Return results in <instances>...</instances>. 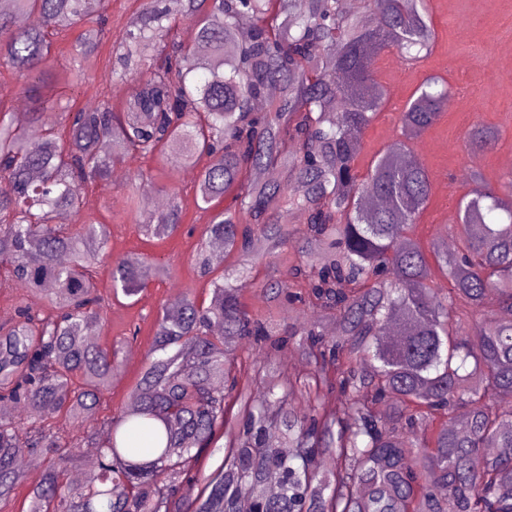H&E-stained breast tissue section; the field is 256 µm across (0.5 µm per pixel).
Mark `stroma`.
I'll return each mask as SVG.
<instances>
[{
	"mask_svg": "<svg viewBox=\"0 0 512 512\" xmlns=\"http://www.w3.org/2000/svg\"><path fill=\"white\" fill-rule=\"evenodd\" d=\"M136 5L134 0H112L109 9L110 34L105 38L91 70V80L73 88L77 106L94 105L100 92H111L114 100L125 97L127 87L112 81L110 60L115 36L126 25ZM435 44L430 55L417 61L403 59L398 52L379 55L372 64L375 77L386 89V99L368 126L357 159L359 173H367L373 156L398 136L399 115L416 87L425 79L437 77L452 89L451 105L443 110L436 124L414 141L417 153L433 181V192L412 233L428 240L438 232L451 240V208L472 188L466 177L468 157L464 133L476 122L499 127L502 138L477 160L479 171L492 185L512 180V167L504 165L512 156V0H429ZM128 176L141 171L156 174L157 198L176 195L183 220L176 232L157 240L145 235L140 216L150 212L146 195L137 199L138 212L130 214L126 206L129 183L126 180L98 182L89 189L98 218L111 230V253L135 251L164 265L165 277L153 280L149 287L131 299L112 300L97 337L99 343L121 344L122 362L112 381L98 419L110 421L132 397L131 391L152 347L158 317L170 306L174 295L207 296L206 285L194 266L193 256L207 221L196 204V176L181 167L160 169L158 164L138 154L127 155L122 164ZM288 277L287 262L276 267L256 265L250 275V287L243 294L249 313L273 314L287 323L288 307H269L260 291L270 278ZM138 336H131V329Z\"/></svg>",
	"mask_w": 512,
	"mask_h": 512,
	"instance_id": "obj_1",
	"label": "stroma"
}]
</instances>
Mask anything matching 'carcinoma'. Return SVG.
Here are the masks:
<instances>
[{
	"label": "carcinoma",
	"mask_w": 512,
	"mask_h": 512,
	"mask_svg": "<svg viewBox=\"0 0 512 512\" xmlns=\"http://www.w3.org/2000/svg\"><path fill=\"white\" fill-rule=\"evenodd\" d=\"M109 4L0 0V68L26 79L29 123L0 105V269L45 300L0 324V402L31 418H0V501L31 453L47 469L25 512H239L240 487L252 490V512H512V181L497 188L469 168L453 251L408 234L433 188L410 143L452 93L431 78L366 176L355 167L386 95L373 60L431 52L428 0H361L353 12L342 0H140L114 47L125 100L101 93L75 107L67 92L89 79ZM180 19L196 27L188 46ZM76 30L57 74L56 38ZM498 140L496 127L471 125L470 160ZM132 153L198 169L204 237L234 264L221 269L200 250L209 304L187 296L162 311L133 401L94 430L120 348L84 342L101 329L94 268L111 241L87 189ZM130 187L154 190L155 177L139 172ZM284 208L304 213L303 228L282 224ZM62 211L82 221L59 224ZM181 221L172 195L146 231L164 238ZM291 244L288 281L262 286L301 304L285 340L242 297L253 266ZM159 273L138 253L118 256L112 293L135 297ZM247 338L266 366L291 342L308 372L274 374L269 399L253 396L235 363ZM324 387L336 390L328 408ZM221 438L224 463L179 501ZM84 447L98 449V464L72 486Z\"/></svg>",
	"instance_id": "carcinoma-1"
}]
</instances>
